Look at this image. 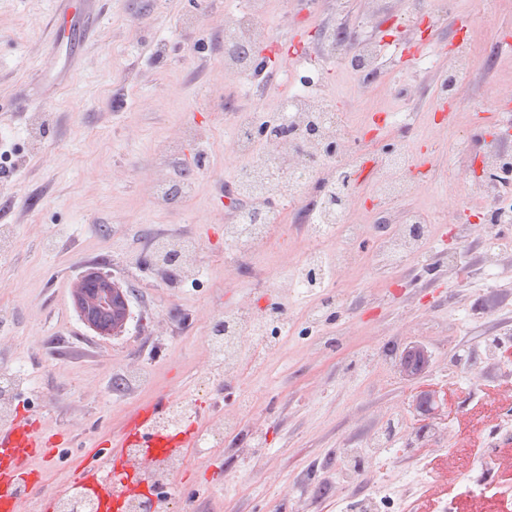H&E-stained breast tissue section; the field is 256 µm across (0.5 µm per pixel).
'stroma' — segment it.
Listing matches in <instances>:
<instances>
[{
	"label": "stroma",
	"mask_w": 512,
	"mask_h": 512,
	"mask_svg": "<svg viewBox=\"0 0 512 512\" xmlns=\"http://www.w3.org/2000/svg\"><path fill=\"white\" fill-rule=\"evenodd\" d=\"M82 2L100 29L70 49L52 44L50 0H0V382L13 383L11 417L30 418L61 450L55 464L35 462L43 483L24 489L31 508L40 488L68 492V476L124 433L136 408L183 396L203 424L232 409L243 387L251 403L239 428L186 448L171 489L177 512H363L362 495L385 478L393 493L380 512H419L433 478L418 449L470 459L448 408L469 416L482 392L512 387V364L498 360L512 345V248L491 250L478 228L440 224L424 253L399 268L366 262L339 290L271 293L276 251L241 245L236 262L225 259L224 227L244 208L232 198L230 132L195 106L214 92L234 111L282 109L304 56L324 74L316 94L362 130H382L383 144L421 151L444 134L447 147L416 163L398 205L372 195L375 156L357 165L348 220L401 223L406 211L435 210L459 193L449 174H473L486 150L470 133L471 108L496 112L497 93L512 94V0L494 15L496 37L450 124L441 84L477 0L439 13L416 0H263L261 20L282 49L251 81L224 75L223 21L239 0ZM339 29L379 47V71L354 74L328 54ZM190 121L196 136L178 140ZM188 177L193 195L153 203L152 185ZM191 238L203 243L190 258L194 278L154 262L157 241ZM87 271L128 289L119 335L99 336L81 320L73 290ZM332 299L322 333L344 343L324 351L302 315ZM237 305L259 319L278 306L288 334L263 373L199 390L208 320ZM451 383L459 391L449 404L441 392ZM393 410L409 423L404 436L361 482L343 484L338 463L380 436Z\"/></svg>",
	"instance_id": "35a3bbf8"
}]
</instances>
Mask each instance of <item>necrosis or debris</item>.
I'll return each instance as SVG.
<instances>
[{
  "label": "necrosis or debris",
  "instance_id": "4bbe7bcc",
  "mask_svg": "<svg viewBox=\"0 0 512 512\" xmlns=\"http://www.w3.org/2000/svg\"><path fill=\"white\" fill-rule=\"evenodd\" d=\"M502 0H482V20L479 32L471 33L464 50L448 60V73L443 96L449 102H458L463 88L470 80L476 59L480 56L491 34L486 30V18L494 13ZM259 0H247L234 16L224 22V73L235 76L247 71L248 66L240 61L236 48L241 44H253L272 40L271 29L259 20ZM207 111L212 112L213 121L230 126L233 137L230 150L237 162L238 170L258 169L267 188H275L282 182H289L294 188L289 203L298 202L311 183L322 184L332 189L337 185L336 175L342 170L354 167L372 144L364 137L350 132L342 121L338 104L325 100L307 91L294 93L286 113L269 112L261 108L249 112L226 114L214 102H207ZM291 123L294 133L289 140L270 144L269 149L279 157L275 166H258V143L263 132L272 130L282 123ZM339 142L336 153H327L324 144ZM412 166L411 151H397L383 160L380 176L372 193L380 201L395 203L404 199L411 189L407 173ZM462 193L449 203L440 204L433 215L411 211L404 215L401 223L390 225L388 232L379 239L371 256L372 262L380 267L400 266L407 259L423 252L431 240L435 225L446 222L449 211L465 209L481 214L484 224H512V187L489 188L481 183L462 179ZM284 208L267 206L264 197L251 199L248 219L241 224L224 227V242L234 247L248 242L254 250L262 252L280 244L281 232L285 227ZM334 230L336 246L331 253H324L320 238L325 230ZM371 228L366 224H350L344 214H337L335 220L325 219L323 213H316L309 227L308 237L300 248L297 269L270 272L266 285L271 291L283 288H305L309 282V270H320L340 280L349 270L358 266L361 246ZM218 330L206 338L209 359L201 368L203 380H210L214 374L242 373L247 369L261 366V355L278 349L277 340L267 338L262 324L252 318L245 308L228 307L213 318ZM184 458L175 454L144 461L136 449H129L127 464L143 481L169 486L173 477L182 469Z\"/></svg>",
  "mask_w": 512,
  "mask_h": 512
}]
</instances>
